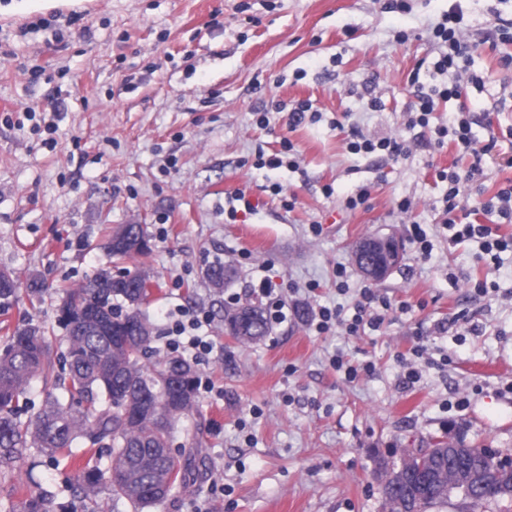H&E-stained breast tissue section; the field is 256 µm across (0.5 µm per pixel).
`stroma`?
I'll return each instance as SVG.
<instances>
[{
	"instance_id": "stroma-1",
	"label": "stroma",
	"mask_w": 512,
	"mask_h": 512,
	"mask_svg": "<svg viewBox=\"0 0 512 512\" xmlns=\"http://www.w3.org/2000/svg\"><path fill=\"white\" fill-rule=\"evenodd\" d=\"M461 5L478 79L433 122L451 124L463 105L477 137L489 123L502 133L484 164L490 197L512 179V67L499 62L512 43L495 53L484 41L512 18V0ZM448 6L411 0L403 14L389 0H58L30 10L0 0V269L23 284L0 312V341L40 326L65 352L64 292L102 268L140 267L152 279L142 310L155 357L167 353L168 329L199 313L201 335L216 344L193 362L214 392H197L193 414L174 426V448L194 453L198 468L149 512H190L203 499L209 512H387L381 476L405 449L445 437L512 455V252L493 265L476 259L478 242L450 241L436 172L470 161L408 128L417 94L408 75L431 58L429 29ZM401 29L410 34L402 45ZM301 99L315 114L289 127ZM356 134L406 149L395 160L355 155L346 144ZM284 138L295 166L258 167ZM362 188L366 205L347 209ZM404 198L406 216L396 209ZM416 223L432 245L425 258ZM122 224L145 225L147 257H109ZM391 232L400 262L370 280L352 247ZM219 263L238 272L222 289L206 277ZM34 275L43 292L25 289ZM263 276L272 295L253 289ZM478 281L489 293L474 292ZM366 288L391 302L378 330L310 329L309 312L352 315ZM247 303L281 306L283 316L244 345L225 331L224 311ZM417 345L421 378L408 386L403 359ZM339 351L374 372L346 382L330 365ZM77 473L44 457L18 464L0 477V512L40 487L54 492L55 512H89L73 492Z\"/></svg>"
}]
</instances>
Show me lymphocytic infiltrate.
Returning <instances> with one entry per match:
<instances>
[{
  "label": "lymphocytic infiltrate",
  "instance_id": "obj_1",
  "mask_svg": "<svg viewBox=\"0 0 512 512\" xmlns=\"http://www.w3.org/2000/svg\"><path fill=\"white\" fill-rule=\"evenodd\" d=\"M430 40L438 52L432 67L441 81L429 88L419 90L412 105L414 116L411 126L432 130L437 144H453L459 153L471 156L467 170L451 167L439 170L437 177L446 182L448 189L441 199L445 224L454 231L457 241L476 240L481 245L480 258L498 262L504 251H512V236L500 235L488 225L490 217H498L512 223V180L500 186L493 196H485L483 188L476 182L483 173L482 162L495 149L498 139L489 135L484 145H476L471 132V123L466 109H459L451 126H431L430 118L440 103L449 99H461L466 93V64L473 48L470 29L464 21V12L457 4H451L442 20L431 30ZM390 304L372 289H364L361 300L351 318H343L340 309L320 307L310 321L312 330L324 333L332 327H340L348 335L357 336L364 330H378L384 321L383 310Z\"/></svg>",
  "mask_w": 512,
  "mask_h": 512
}]
</instances>
